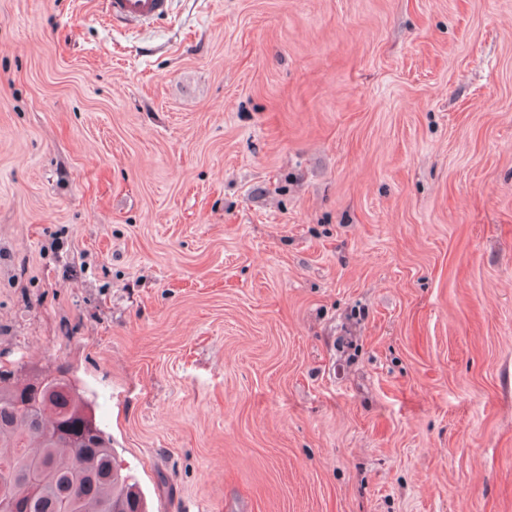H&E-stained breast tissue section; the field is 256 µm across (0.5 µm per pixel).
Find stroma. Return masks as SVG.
Segmentation results:
<instances>
[{
  "instance_id": "35a3bbf8",
  "label": "stroma",
  "mask_w": 512,
  "mask_h": 512,
  "mask_svg": "<svg viewBox=\"0 0 512 512\" xmlns=\"http://www.w3.org/2000/svg\"><path fill=\"white\" fill-rule=\"evenodd\" d=\"M0 355L149 512H512V0H0ZM172 0H103L110 24L137 28L166 18Z\"/></svg>"
}]
</instances>
